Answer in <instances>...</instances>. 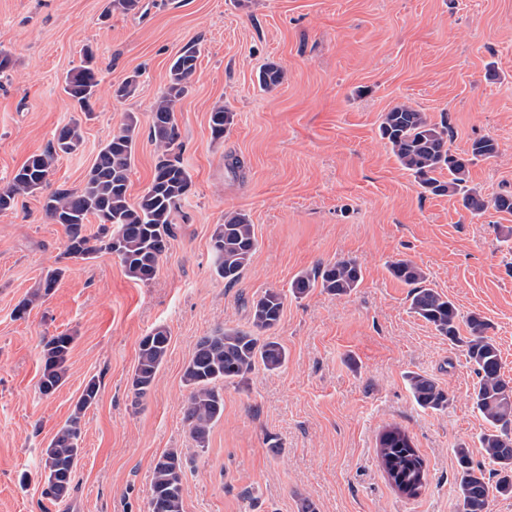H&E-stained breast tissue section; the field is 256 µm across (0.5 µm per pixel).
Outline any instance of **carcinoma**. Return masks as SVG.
<instances>
[{
  "instance_id": "1",
  "label": "carcinoma",
  "mask_w": 512,
  "mask_h": 512,
  "mask_svg": "<svg viewBox=\"0 0 512 512\" xmlns=\"http://www.w3.org/2000/svg\"><path fill=\"white\" fill-rule=\"evenodd\" d=\"M197 61L196 46L183 47L169 67L167 84L152 105L149 134L156 148V163L150 184L136 202L129 199L139 133V119L133 112L126 114L120 130L99 149L81 188L57 189L44 197L46 217L66 228L63 258L87 261L104 251L116 256L126 273L137 281L148 282L156 276L160 260L175 237L178 207L193 186L183 161L176 112L196 71ZM98 74L94 57L87 52L64 78V93L86 115L90 114L91 101L98 91ZM281 79L282 70L273 63L258 75L260 85L269 90L278 86ZM233 122V112L222 105L214 107L209 116L212 138H224ZM379 129L401 167L411 172L423 192L434 196L460 195L464 207L473 214L487 208V202L468 186L469 168L479 159L495 156L494 140L476 139L466 155L454 154L448 147L447 127L432 123L425 113L405 103L385 112ZM82 144L81 125L71 119L45 153L30 157L13 172L9 184L0 188V212L13 209L17 196L49 185L55 158L78 151ZM101 213L108 214L112 220V233L93 244L84 234V224L88 217ZM256 247L253 224L248 217L242 213L225 215L224 223L215 226L210 238L217 276L227 284L239 281ZM389 272L412 286V312L433 326L439 335L466 347L467 356L475 366L478 382L473 401L488 424L479 443L481 451L497 465L495 485H490L484 471L473 465L470 448L460 446L454 449V454L463 512H489L491 492L512 495V385L501 374L499 350L484 336L487 323L477 314L468 318L471 335L459 334L456 307L447 296L425 286L426 274L420 267L397 260L389 265ZM62 274L61 268L47 272L41 288L18 304L16 316H23L37 299L48 295ZM361 281V266L354 260H341L298 275L291 281L289 292L301 298L319 287L331 294L348 295ZM284 300V293L269 288L251 302V329L219 328L196 342L183 370V381L190 389L183 406V422L198 447H206L212 425L224 415V396L217 384L242 379L258 366L275 371L285 364L286 350L275 337L268 335L281 320ZM73 342L74 337L66 333L44 342L38 385L41 395L50 396L63 384ZM169 346L168 330L161 326L140 339L131 379L135 398L144 397L153 387ZM409 382L420 407L441 411L448 406V394L432 379L412 374ZM98 394V382L89 379L72 413L45 449L43 496L58 500L71 489L81 451L82 419L97 401ZM378 456L389 481L397 488L402 484L417 486L426 479L424 460L409 436L398 427L380 435ZM183 474L182 456L174 449L155 461L149 512H183Z\"/></svg>"
}]
</instances>
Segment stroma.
Returning <instances> with one entry per match:
<instances>
[{
	"instance_id": "1",
	"label": "stroma",
	"mask_w": 512,
	"mask_h": 512,
	"mask_svg": "<svg viewBox=\"0 0 512 512\" xmlns=\"http://www.w3.org/2000/svg\"><path fill=\"white\" fill-rule=\"evenodd\" d=\"M0 0V186L44 153L78 112L63 91L84 49L100 89L84 144L59 156L50 189L80 188L99 148L127 113L140 119L129 195L156 162L150 111L173 57L189 43L197 69L176 118L193 181L177 234L147 283L106 252L67 262L56 287L24 318L16 306L56 267L67 234L42 193L0 212V512H148L156 459L187 461L184 512H462L454 450L473 448L487 424L472 399L477 376L464 347L410 310L390 262L421 267L460 318L479 314L512 379V214L492 202L512 192V0ZM281 83L262 90L260 68ZM139 74L135 92L112 90ZM406 103L446 126L462 154L488 137L496 156L470 168L488 203L478 215L458 196L424 193L381 138L384 112ZM234 123L213 140L209 115ZM247 215L257 249L235 285L214 271L210 235L225 214ZM356 260L361 285L336 296L286 297L272 334L288 361L224 385V415L198 449L182 420L183 369L197 340L221 326L248 328L250 304L288 289L300 273ZM168 356L150 393L135 399L138 343L156 326ZM67 333L65 382L38 392L42 346ZM444 389L447 409L420 407L409 374ZM100 384L83 418L73 488L41 494L43 453L89 379ZM402 428L426 463L420 494L399 493L377 457L380 434Z\"/></svg>"
}]
</instances>
